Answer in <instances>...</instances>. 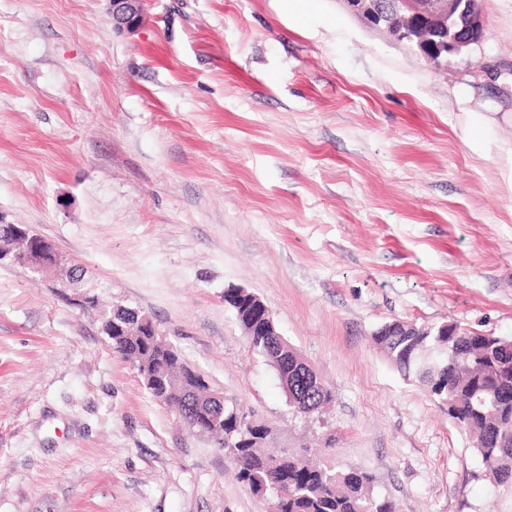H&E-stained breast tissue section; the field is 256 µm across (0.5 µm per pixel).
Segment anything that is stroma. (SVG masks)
Listing matches in <instances>:
<instances>
[{
  "label": "stroma",
  "instance_id": "1",
  "mask_svg": "<svg viewBox=\"0 0 512 512\" xmlns=\"http://www.w3.org/2000/svg\"><path fill=\"white\" fill-rule=\"evenodd\" d=\"M430 63L346 0H0V222L60 257L0 263V512H268L212 437L100 331L139 309L271 429L397 512H512L446 400L370 336L399 319L512 338V167L462 134L512 113V0ZM256 294L332 391L295 416L224 289ZM112 26L120 32L134 33L143 23L145 0H108ZM493 121V118L482 113L467 112L463 129L464 136L474 143L484 144L487 139L488 128Z\"/></svg>",
  "mask_w": 512,
  "mask_h": 512
}]
</instances>
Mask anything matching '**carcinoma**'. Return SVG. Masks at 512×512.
Segmentation results:
<instances>
[{"label":"carcinoma","instance_id":"cac0c4a2","mask_svg":"<svg viewBox=\"0 0 512 512\" xmlns=\"http://www.w3.org/2000/svg\"><path fill=\"white\" fill-rule=\"evenodd\" d=\"M448 328L455 336H440L442 325L430 329L413 327L411 336H371L407 378H412L439 398H451L448 417L469 434L472 447L494 472V484L512 493V339L484 335L454 322ZM147 336H126L112 341V349L125 359H136L147 379L163 354L153 350ZM274 370L282 385L294 381V366L300 361L289 345L274 346L268 336L247 337ZM305 394L295 414L308 417L320 411L331 391ZM158 401L172 403L188 428L198 431L201 420L188 422L189 407L172 395ZM224 407V429L217 447L224 450L237 469L240 482L254 495L273 499L278 512H396L393 502L373 493L370 477L361 471L342 470L312 458L309 448L265 452L270 428L258 424L246 436L237 427L235 412Z\"/></svg>","mask_w":512,"mask_h":512}]
</instances>
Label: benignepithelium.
<instances>
[{
  "label": "benign epithelium",
  "instance_id": "7a95c632",
  "mask_svg": "<svg viewBox=\"0 0 512 512\" xmlns=\"http://www.w3.org/2000/svg\"><path fill=\"white\" fill-rule=\"evenodd\" d=\"M112 26L120 32L134 33L143 23L145 0H109ZM352 11L374 20L389 15L387 30L399 41L415 44L430 60L448 54H461L481 42L484 18L479 0H347ZM28 266L35 272L54 267L57 254L44 238L31 233L23 224L5 225L0 234V261L5 258ZM107 336H150L156 343H164L156 326L136 309L127 315L114 314L103 321Z\"/></svg>",
  "mask_w": 512,
  "mask_h": 512
}]
</instances>
